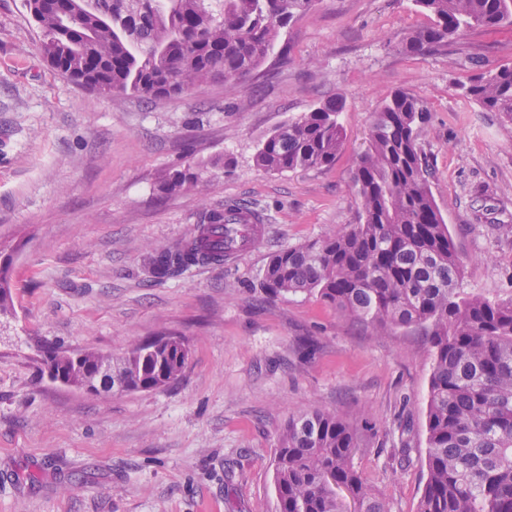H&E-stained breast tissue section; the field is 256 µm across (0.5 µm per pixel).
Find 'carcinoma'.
<instances>
[{"instance_id": "cac0c4a2", "label": "carcinoma", "mask_w": 512, "mask_h": 512, "mask_svg": "<svg viewBox=\"0 0 512 512\" xmlns=\"http://www.w3.org/2000/svg\"><path fill=\"white\" fill-rule=\"evenodd\" d=\"M43 54L62 77L99 93L160 98L222 79L234 84L274 54L280 30L313 0H27ZM430 18L404 44L433 51L473 28L512 26V0H412ZM463 94L512 118V65L483 70ZM341 97L276 128L256 153L269 171L320 169L344 144ZM428 109L394 91L374 113L353 188L361 216L333 236L274 254L261 287L269 295L317 293L342 316L380 335L426 336L430 376L423 485L417 512H512V297L489 300L463 288L462 264L428 181L417 131ZM198 182L190 170L160 178L163 194ZM230 231L211 212L189 240L148 258L157 279L221 265ZM12 306L0 270V314ZM189 355L179 336L151 351L137 342L112 362L131 366L133 391L180 379ZM358 439L336 415L292 417L278 437L279 512H391L353 465Z\"/></svg>"}]
</instances>
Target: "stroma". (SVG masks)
Wrapping results in <instances>:
<instances>
[{"mask_svg": "<svg viewBox=\"0 0 512 512\" xmlns=\"http://www.w3.org/2000/svg\"><path fill=\"white\" fill-rule=\"evenodd\" d=\"M428 19L412 0H316L281 34L283 63L163 99L101 94L49 67L26 0H0V254L14 310L0 318V512H277L274 456L289 417L352 423L353 464L391 512H417L426 479L427 340L378 336L317 294L268 296L270 257L357 223L356 156L399 89L429 109L418 145L463 261V286L512 297V120L460 87L512 63V28L476 29L436 53L401 44ZM342 97L332 167L270 172L269 133ZM202 182L165 197L159 176ZM264 213L236 261L158 280L147 258L225 204ZM187 338L181 380L90 396L51 382L38 344L120 356Z\"/></svg>", "mask_w": 512, "mask_h": 512, "instance_id": "obj_1", "label": "stroma"}]
</instances>
